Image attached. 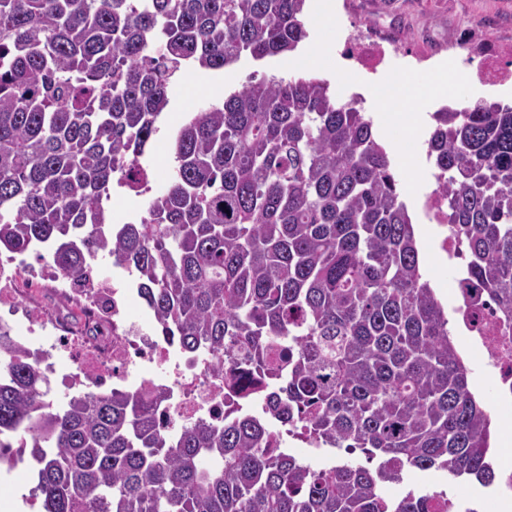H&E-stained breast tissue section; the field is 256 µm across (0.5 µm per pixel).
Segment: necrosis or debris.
Masks as SVG:
<instances>
[{"instance_id":"obj_1","label":"necrosis or debris","mask_w":512,"mask_h":512,"mask_svg":"<svg viewBox=\"0 0 512 512\" xmlns=\"http://www.w3.org/2000/svg\"><path fill=\"white\" fill-rule=\"evenodd\" d=\"M425 210L437 229L436 246L448 261L465 252L448 222V200L430 192ZM456 320L475 343L496 383L501 405L512 404V334L502 331L480 288L458 280ZM132 289L98 278L76 281L51 262L29 269L13 255L0 258V326L36 352L41 370L83 392L161 389L160 426L173 430L198 418L220 419L227 405H245L251 378L242 369L214 368L211 357H189L173 337L143 330L130 320Z\"/></svg>"}]
</instances>
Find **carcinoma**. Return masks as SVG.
<instances>
[{"label": "carcinoma", "mask_w": 512, "mask_h": 512, "mask_svg": "<svg viewBox=\"0 0 512 512\" xmlns=\"http://www.w3.org/2000/svg\"><path fill=\"white\" fill-rule=\"evenodd\" d=\"M306 0H0V250H48L65 275L98 256L134 276L184 353L231 360L267 412L172 431L164 393L63 403L0 329V463L31 445L44 512H440L438 490L381 496L407 469L494 485L491 420L372 121L313 77L265 76L176 133L165 190L140 162L191 66L294 52ZM427 142L463 274L512 329V106L434 114ZM148 196L114 224L112 185ZM282 426L379 459L316 469L269 446Z\"/></svg>", "instance_id": "1"}]
</instances>
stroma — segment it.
<instances>
[{"label": "stroma", "instance_id": "stroma-1", "mask_svg": "<svg viewBox=\"0 0 512 512\" xmlns=\"http://www.w3.org/2000/svg\"><path fill=\"white\" fill-rule=\"evenodd\" d=\"M337 6L335 28L328 31L309 29L306 46L327 42L333 52L339 53L346 43L351 42L354 31L365 27L380 29L395 43L396 50L378 67V74L406 73L415 83L421 84L431 78L433 62L449 57L454 61L460 85V94L452 103L458 106L472 105L487 99L512 105V82L489 87L476 78L481 65L477 53L480 47L493 44L506 49L503 61L507 64L512 62V0H337ZM285 61L282 55L257 61L245 53L236 63L222 70L194 68L186 71L183 79L173 85L168 109L159 122L160 130L153 138L150 151L142 159L143 165L153 174L155 190H163L169 180L173 164L170 141L174 130L183 123L186 82L219 83L225 92L230 93L253 76L259 78L274 74L292 78L293 72L286 67ZM323 78L333 87L340 101L361 95L365 115L373 122L376 141L381 146H388L396 133L381 123L384 101L369 91L360 90L357 83L341 81L336 73H324ZM390 161L399 180L401 198L414 224L421 265L445 309H453L458 271L436 251L433 226L424 209L427 194L436 186L437 170L422 148L416 157L418 175H410L398 155H391ZM453 340L471 370V390L490 414L495 431L512 426V408L498 407L494 381L482 367L469 338L457 334ZM424 488L443 490L451 496L470 495L478 499L489 497L491 493L490 488L476 481L466 478L451 480L433 470H409L404 473L402 481H387L379 485L381 495L390 499L399 498L412 489Z\"/></svg>", "mask_w": 512, "mask_h": 512}]
</instances>
